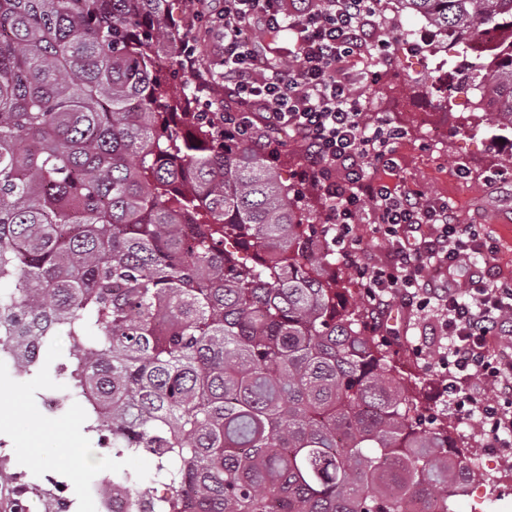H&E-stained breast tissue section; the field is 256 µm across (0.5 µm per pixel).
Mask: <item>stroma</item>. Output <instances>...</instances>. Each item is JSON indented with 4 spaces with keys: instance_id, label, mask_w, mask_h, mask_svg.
<instances>
[{
    "instance_id": "obj_1",
    "label": "stroma",
    "mask_w": 512,
    "mask_h": 512,
    "mask_svg": "<svg viewBox=\"0 0 512 512\" xmlns=\"http://www.w3.org/2000/svg\"><path fill=\"white\" fill-rule=\"evenodd\" d=\"M417 18L397 13L393 0H379L374 31L389 42L390 54L383 67L391 71L388 80L362 82V102L369 122L385 120L402 136L396 142L392 170H372V177L405 190L425 194L429 199H448L455 207L457 223L474 225L497 245L490 269L493 277L512 282V182H490L499 169L508 168L505 154L498 149L500 132L484 111L480 96L466 85L456 63L461 48H427L410 41L406 31L418 27ZM447 128L442 144L429 139V124ZM305 150L297 140H289L286 150L274 160L280 182L298 192L315 224L324 223L328 204L317 187L302 183ZM336 274L348 289L350 303L363 310L368 335L384 341L404 376L417 383L422 409L447 415L450 431L460 447H475L477 417L456 410L438 397L435 369L416 352L429 331L431 313H408L389 305L383 314L373 312L365 289L355 287L354 276L344 265ZM70 340L52 336L44 344L53 366L32 376H19L11 365L0 361V440L7 452L0 454V466L9 473L25 472L33 483L54 474L69 487L73 501L70 512H97L90 488L112 474V457L96 445L86 432L80 403L67 402L53 416L37 412L38 392L67 390L65 377L56 375L55 364L66 362ZM88 448L90 464L71 459L66 452L69 439ZM50 463L39 462V455ZM481 480L473 492L451 498V512H512V469H504L497 457L480 453Z\"/></svg>"
}]
</instances>
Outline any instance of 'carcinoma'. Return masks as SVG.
Here are the masks:
<instances>
[{"label": "carcinoma", "mask_w": 512, "mask_h": 512, "mask_svg": "<svg viewBox=\"0 0 512 512\" xmlns=\"http://www.w3.org/2000/svg\"><path fill=\"white\" fill-rule=\"evenodd\" d=\"M394 2L463 42L512 25V0ZM180 37L169 0H0V351L29 375L69 338L86 431L156 459L130 512H449L478 453L365 336L265 149L170 95ZM461 74L512 126V41Z\"/></svg>", "instance_id": "obj_1"}]
</instances>
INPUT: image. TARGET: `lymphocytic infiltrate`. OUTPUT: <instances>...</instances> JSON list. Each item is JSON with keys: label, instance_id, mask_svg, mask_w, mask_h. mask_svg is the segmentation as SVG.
I'll list each match as a JSON object with an SVG mask.
<instances>
[{"label": "lymphocytic infiltrate", "instance_id": "f902f5d3", "mask_svg": "<svg viewBox=\"0 0 512 512\" xmlns=\"http://www.w3.org/2000/svg\"><path fill=\"white\" fill-rule=\"evenodd\" d=\"M191 23L178 53L193 74H211L194 48L199 33L222 36L226 137L274 147L289 133L306 152L301 176L331 207L326 230L347 266L368 281L374 303L408 311L433 310L437 343L430 347L442 397L472 407L486 447H512V350L503 341L512 287L488 281L475 255L493 256L494 243L472 225L456 223L449 201L422 203L416 193L368 176L392 165L398 133L369 124L350 67L372 48L376 0H190ZM287 32V48L266 53L256 32ZM300 62L284 67V57ZM372 202L374 233L392 255L387 266L359 263L355 223ZM468 267L466 282L455 272Z\"/></svg>", "mask_w": 512, "mask_h": 512}]
</instances>
